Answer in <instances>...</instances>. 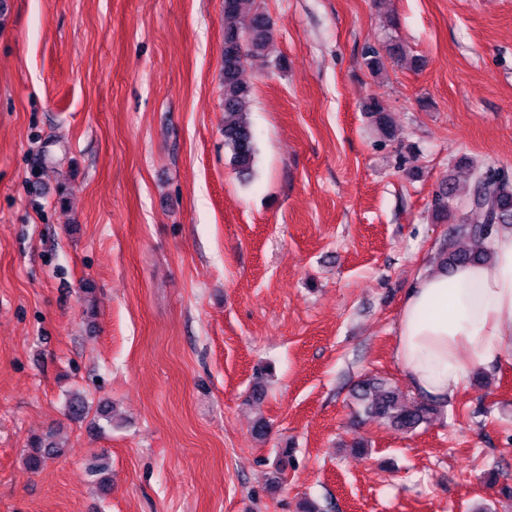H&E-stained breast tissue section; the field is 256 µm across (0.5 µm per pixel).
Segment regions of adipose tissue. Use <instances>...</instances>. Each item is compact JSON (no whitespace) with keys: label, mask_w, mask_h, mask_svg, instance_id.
Masks as SVG:
<instances>
[{"label":"adipose tissue","mask_w":512,"mask_h":512,"mask_svg":"<svg viewBox=\"0 0 512 512\" xmlns=\"http://www.w3.org/2000/svg\"><path fill=\"white\" fill-rule=\"evenodd\" d=\"M486 261L418 274L399 312L393 356L421 397L447 404L472 374L512 365V230Z\"/></svg>","instance_id":"1"}]
</instances>
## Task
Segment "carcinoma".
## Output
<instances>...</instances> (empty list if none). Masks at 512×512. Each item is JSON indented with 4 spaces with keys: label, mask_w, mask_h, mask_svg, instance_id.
<instances>
[{
    "label": "carcinoma",
    "mask_w": 512,
    "mask_h": 512,
    "mask_svg": "<svg viewBox=\"0 0 512 512\" xmlns=\"http://www.w3.org/2000/svg\"><path fill=\"white\" fill-rule=\"evenodd\" d=\"M245 4L246 0H224V148L230 152L237 172L249 176L257 164L258 148L246 111L250 86L243 81L242 73L248 60L268 50L274 22L262 11H246ZM365 111L372 114L384 136L393 137L392 117L379 100H369ZM455 201L480 213L482 222L470 224L456 219L452 207ZM432 216L437 221L457 220L453 227L454 243L438 250L441 266L451 270L484 261L488 258L485 243L492 233L499 228L512 227V176L505 171L488 169L465 187L450 178L435 196ZM351 395L367 417L385 421L403 432L430 424L441 412V408L428 400L420 399L412 405L403 402L386 381L374 376L358 380L351 388ZM60 451L52 434L35 437L24 458L25 467L36 472L47 460L58 457ZM292 460L293 449L279 450L274 466L275 481H281V475Z\"/></svg>",
    "instance_id": "obj_1"
}]
</instances>
